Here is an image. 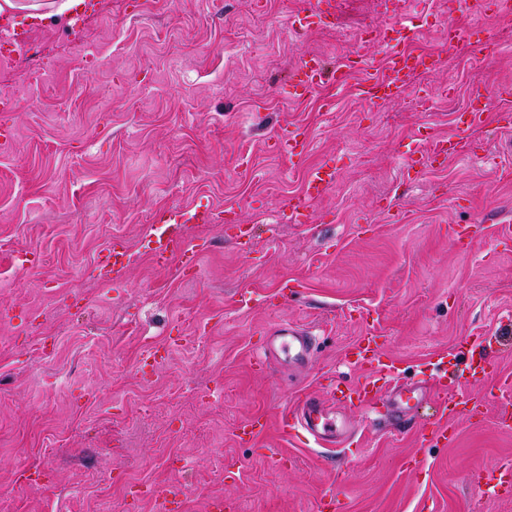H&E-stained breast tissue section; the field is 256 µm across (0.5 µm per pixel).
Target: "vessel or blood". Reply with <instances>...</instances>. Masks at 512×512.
Listing matches in <instances>:
<instances>
[{"label":"vessel or blood","mask_w":512,"mask_h":512,"mask_svg":"<svg viewBox=\"0 0 512 512\" xmlns=\"http://www.w3.org/2000/svg\"><path fill=\"white\" fill-rule=\"evenodd\" d=\"M379 48V61L354 53L331 71L317 59L305 60L293 73L294 86L306 92L330 79L341 88L354 86L367 100L389 99L408 87L413 76L430 58L429 53L414 47L405 25L397 17L392 18L382 31ZM280 142L287 149L290 160L296 162L301 161L309 149L308 141L296 130L283 133ZM463 149L462 141L450 137L433 138L428 142L427 156L435 161L460 154ZM335 180L336 171L329 166L308 169L304 192L287 199L280 209L282 218L297 221L306 217L311 202L324 194ZM221 220L220 214L208 210L160 213L148 231L153 259L166 263L176 257L183 267L195 268L200 244L171 232V225L187 222L215 224ZM130 263L128 247L122 243L113 244L101 262L100 275L106 281H117ZM492 347V340L476 336L450 351L436 352L437 380L434 386L425 387L403 382L401 369L381 358L377 335L367 334L352 347L349 355L356 365L369 369V376L357 382H336L331 398L326 400L299 394L293 406L282 415L281 426L301 429L321 446L342 448L352 440L353 432L347 420L336 417L335 407L357 410L364 415L379 412L388 425L398 427L409 421L417 408L428 404L434 410L428 438L436 444L447 445L455 436L454 418L482 411L486 406L483 396L462 392L461 386L465 374H494L495 365L488 357ZM314 353L312 336L306 328L283 324L268 331L258 362L267 366L282 357L289 364L300 367L311 362Z\"/></svg>","instance_id":"b4317fda"}]
</instances>
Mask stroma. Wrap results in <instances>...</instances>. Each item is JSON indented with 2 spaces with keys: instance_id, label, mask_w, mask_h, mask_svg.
Masks as SVG:
<instances>
[{
  "instance_id": "1",
  "label": "stroma",
  "mask_w": 512,
  "mask_h": 512,
  "mask_svg": "<svg viewBox=\"0 0 512 512\" xmlns=\"http://www.w3.org/2000/svg\"><path fill=\"white\" fill-rule=\"evenodd\" d=\"M309 3L87 0L37 68L0 49V495L14 512H155L148 484L181 487L183 512L216 498L316 512L329 489L335 512H512L472 478L512 464V431L494 423L512 390L494 380L465 382L489 403L455 420L444 448L421 447V411L413 429L365 431L341 454L280 429L298 389L362 378L345 352L366 321L410 382L433 379V352L512 333V241L498 239L512 127L488 112L465 153L415 163L426 137L455 134L472 92L512 86V19L400 0L415 45L442 64L374 104L330 82L299 96L289 80L306 57H378L359 36L385 26V0H336L330 23L295 32ZM451 20L491 47L449 42ZM423 90L433 104L418 111ZM285 128L311 141L304 169L278 147ZM324 161L336 182L308 222L281 220ZM195 208L236 221L180 225L205 246L198 276L157 266L155 213ZM466 225L481 232L457 246ZM115 239L133 259L111 284L97 266ZM285 322L313 333L311 364L257 372L265 333ZM255 414L269 423L259 444L237 436Z\"/></svg>"
}]
</instances>
